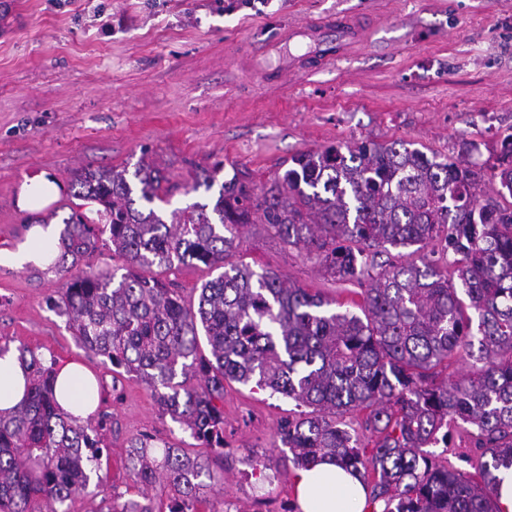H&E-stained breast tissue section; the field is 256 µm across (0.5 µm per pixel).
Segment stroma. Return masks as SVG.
Here are the masks:
<instances>
[{"label":"stroma","mask_w":512,"mask_h":512,"mask_svg":"<svg viewBox=\"0 0 512 512\" xmlns=\"http://www.w3.org/2000/svg\"><path fill=\"white\" fill-rule=\"evenodd\" d=\"M25 22L0 38V339L57 361L78 359L99 380L103 455L68 512H107L137 498L125 462L143 435L209 460L223 493L212 512H292L276 427L294 401L253 385L224 386L223 452L205 448L159 410L152 389L77 342L50 309L64 277L17 267L28 217L70 214L84 167H160L172 206L214 204L219 190L184 193L195 168L243 171L251 187L293 156L353 141H404L444 157L470 143L491 167L512 132V0H18ZM343 13L363 39L337 52L317 32ZM309 34H300V27ZM43 174L52 202L22 195ZM236 260L349 301L359 286L325 276L305 249L247 225Z\"/></svg>","instance_id":"1"}]
</instances>
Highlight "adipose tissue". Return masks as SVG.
<instances>
[{"mask_svg": "<svg viewBox=\"0 0 512 512\" xmlns=\"http://www.w3.org/2000/svg\"><path fill=\"white\" fill-rule=\"evenodd\" d=\"M59 229L54 224L33 225L28 242L15 255L17 266H48L58 254ZM55 395L60 406L84 419L96 408L99 385L84 365L73 360L59 364ZM27 370L16 352L0 357V411L13 409L23 398ZM299 512H364L366 492L362 484L335 463L321 461L297 469L293 478Z\"/></svg>", "mask_w": 512, "mask_h": 512, "instance_id": "ef3b65f1", "label": "adipose tissue"}]
</instances>
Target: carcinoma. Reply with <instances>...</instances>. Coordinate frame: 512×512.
Here are the masks:
<instances>
[{"instance_id": "cac0c4a2", "label": "carcinoma", "mask_w": 512, "mask_h": 512, "mask_svg": "<svg viewBox=\"0 0 512 512\" xmlns=\"http://www.w3.org/2000/svg\"><path fill=\"white\" fill-rule=\"evenodd\" d=\"M467 154L439 161L373 141L306 152L260 192L236 174L213 207L193 203L169 223L162 206L171 191L152 164L131 175L83 168L53 264L66 282L47 303L85 350L150 386L162 414L207 448L224 449V383H253L305 408L277 427L289 461L304 468L334 458L380 512H498L496 471L512 467V205L501 204L512 198V134L491 167L493 196ZM218 172L202 171L185 193L210 190ZM248 224L305 247L333 279L358 283L360 301L333 311L320 293L233 261ZM415 245L439 258L377 261ZM102 246L125 260V272H72ZM449 254L456 259L441 264ZM194 262L221 270L195 303L145 275ZM455 356L474 360L472 370L438 380ZM20 358L25 398L0 413V512H63L87 489L100 439L59 406L56 359L33 349ZM361 411L376 434L372 449L340 421ZM458 420L475 429L471 475L432 451ZM126 469L141 499L113 512H158L148 490L161 480L172 492L168 512H194L201 477L213 479L207 458L149 436L131 445Z\"/></svg>"}]
</instances>
